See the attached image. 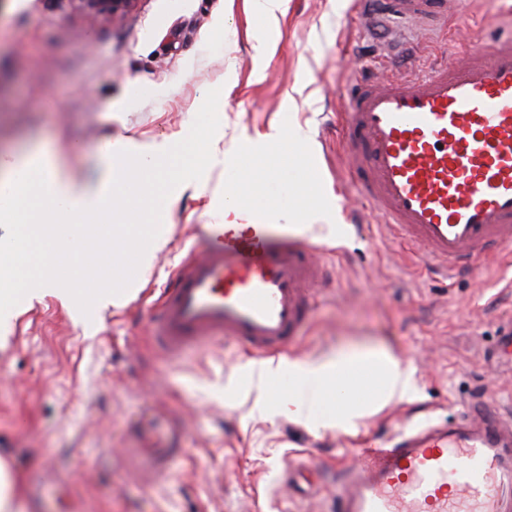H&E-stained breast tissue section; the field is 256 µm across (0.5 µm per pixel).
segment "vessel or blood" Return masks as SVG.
Wrapping results in <instances>:
<instances>
[{
    "instance_id": "b4317fda",
    "label": "vessel or blood",
    "mask_w": 512,
    "mask_h": 512,
    "mask_svg": "<svg viewBox=\"0 0 512 512\" xmlns=\"http://www.w3.org/2000/svg\"><path fill=\"white\" fill-rule=\"evenodd\" d=\"M399 19L439 0H359ZM341 115L364 196L392 238L447 277L512 246V37L415 77L359 81ZM322 248L225 225L188 255L155 301L149 341L176 358L216 338L257 359L296 345L325 280ZM474 423L399 432L344 471L334 512H512V424L473 407Z\"/></svg>"
}]
</instances>
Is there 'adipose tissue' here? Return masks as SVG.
<instances>
[{
    "label": "adipose tissue",
    "instance_id": "obj_1",
    "mask_svg": "<svg viewBox=\"0 0 512 512\" xmlns=\"http://www.w3.org/2000/svg\"><path fill=\"white\" fill-rule=\"evenodd\" d=\"M101 164L98 177L78 182L39 147L0 151V223L9 227L14 255L0 265V324L9 325L23 306L48 294L68 302L81 297L80 284L58 275L48 260L49 254L65 253L67 245H110L116 271L131 260L148 267L168 241L165 203L197 187L214 168L229 167L230 156L192 136H164L145 147L116 140ZM147 199L157 208L152 223L143 224ZM116 212L123 221L114 225L110 218ZM288 371L297 381L293 404L323 428L351 427L374 407L404 396L412 381L410 366L372 351L295 361Z\"/></svg>",
    "mask_w": 512,
    "mask_h": 512
}]
</instances>
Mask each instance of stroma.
<instances>
[{"label": "stroma", "mask_w": 512, "mask_h": 512, "mask_svg": "<svg viewBox=\"0 0 512 512\" xmlns=\"http://www.w3.org/2000/svg\"><path fill=\"white\" fill-rule=\"evenodd\" d=\"M512 0H448V24L371 23L352 0H288L272 54L255 75L265 29L253 0H136L122 16L87 18L75 0H0V148L44 145L80 178L97 177L110 140L178 133L246 138L279 127L271 158L214 169L179 193L172 237L123 303L88 313L47 295L0 330V457L28 512H330L345 467L365 448L428 421L453 422L496 402L512 414V262L453 280L411 261L350 183L339 142L343 91L356 79L426 73L483 46ZM262 188L278 208L254 217L301 239L310 204L336 222L316 239L329 292L287 352L316 362L351 351L409 363L403 399L347 430L313 427L270 394H246L244 350L218 341L162 363L146 340L149 303L224 221V183ZM308 464L296 485L271 478Z\"/></svg>", "instance_id": "stroma-1"}]
</instances>
